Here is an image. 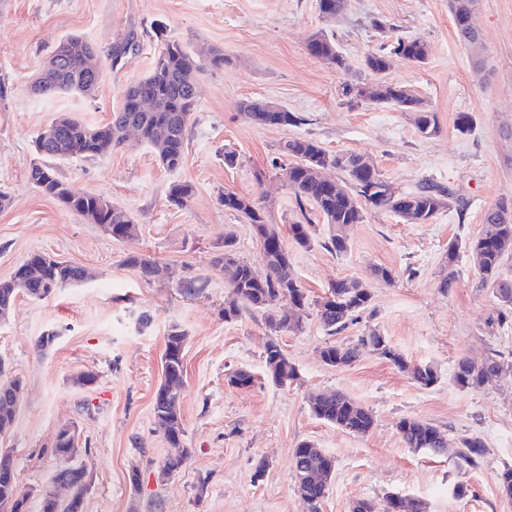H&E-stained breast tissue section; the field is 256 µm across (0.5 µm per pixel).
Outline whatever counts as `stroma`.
I'll list each match as a JSON object with an SVG mask.
<instances>
[{"instance_id": "1", "label": "stroma", "mask_w": 512, "mask_h": 512, "mask_svg": "<svg viewBox=\"0 0 512 512\" xmlns=\"http://www.w3.org/2000/svg\"><path fill=\"white\" fill-rule=\"evenodd\" d=\"M161 23L190 50L224 52L223 69L198 80L182 167L163 168L134 140L92 159L55 164L57 176L76 190L133 216L137 239L118 241L33 188L34 140L62 114L88 125L110 121L123 89L150 71ZM474 23L482 36L481 69L458 43L448 0H350L333 19L320 14L318 0H0V192L9 198L0 208V279L36 253L92 273L42 301L18 295L9 319L0 322V360L24 384L0 448L12 453L23 491L50 485L61 466L51 448L68 425L90 479L84 512H306L293 481V451L303 441L336 461L320 512H352L361 499L389 512L393 495L423 502L426 512H512L496 480L512 468V373L476 390L454 381L464 357L512 364V315L500 320V302L480 287L468 253L448 259L451 242L484 232L490 206L512 201V0H477ZM320 30L335 37L349 71L308 53L309 36ZM393 33L428 47L422 65L391 57L384 78L411 89L435 112L434 135L420 134L413 113L348 93L375 82L363 60ZM71 35L97 51V90L89 97L33 94L29 85L41 64ZM128 39L132 47L112 62V47ZM249 100L293 112L301 122L255 124L241 109ZM463 112L472 118L465 133L457 128ZM299 137L332 153L370 157L395 187L431 185L448 194L449 204L427 224L366 210L348 232V252H330L317 208L297 202L273 167L280 145ZM228 152L236 166L225 165ZM259 171L266 174L261 183ZM176 183L192 188L185 204L169 197ZM227 192L263 194L310 299L343 278L371 292L369 306L337 334H328L313 308L301 332L279 334L298 374L285 386L265 376L263 311L245 307L230 322L222 313L233 294L211 260L223 252L225 236H233L239 257L263 265L252 226L222 203ZM293 224L309 225L310 248L294 243ZM130 252L150 256L170 268V276L143 278L124 265ZM377 268L391 271L393 282L375 277ZM186 280L197 281L198 292L184 294ZM174 326L187 334L180 411L191 457L163 481L158 469L169 445L153 401ZM373 330L409 362L431 365L437 382L418 385L370 352L341 369L322 362L324 346L352 343ZM51 331L54 344L38 351L37 338ZM239 369L253 375L250 387L229 385ZM83 371L95 373L94 384H74ZM326 390L369 409L373 429L353 435L317 419L309 398ZM405 417L445 433L447 454L407 448L397 431ZM467 437L481 438L487 448L475 467L456 456ZM460 483L467 488L462 496L454 493Z\"/></svg>"}]
</instances>
